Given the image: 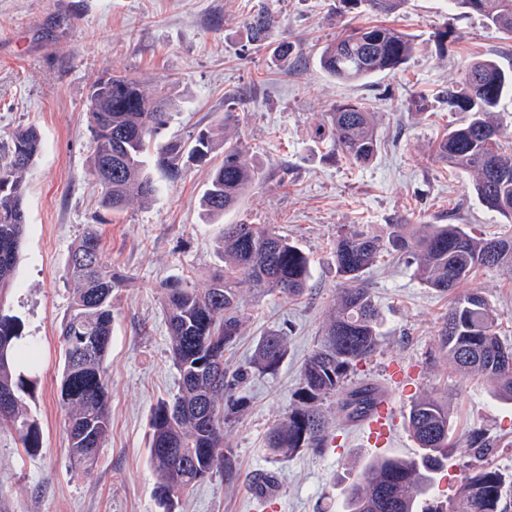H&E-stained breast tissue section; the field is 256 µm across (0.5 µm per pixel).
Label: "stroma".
Listing matches in <instances>:
<instances>
[{
  "mask_svg": "<svg viewBox=\"0 0 512 512\" xmlns=\"http://www.w3.org/2000/svg\"><path fill=\"white\" fill-rule=\"evenodd\" d=\"M259 9L276 18V40L291 47L287 60L250 44L246 22ZM372 24L414 40L409 62L355 83L328 76L322 48L346 26ZM476 58L512 69V37L448 0H402L387 15L348 11L340 0H0V148L20 127L35 126L42 138L26 176L28 224L15 285L0 307L20 318L38 349L27 404L42 446L27 453L0 427V512H162L148 459L149 419L159 400L176 393L179 375L161 288L175 277L207 286L222 264L215 239L224 223L266 224L288 236L310 256L311 279L295 301L245 296L244 334L225 353L227 367L247 363L270 329L285 332L288 350L274 373L249 380L224 407L235 476L199 482L180 495L177 512H251L250 480L259 471L277 478L279 512H343L360 466L382 452L413 453L408 410L428 393L447 401L454 431L432 501L452 497L469 469L488 464L512 474V403L483 379L449 373L438 345L449 296L426 288L413 265L388 252L364 275L381 313L379 346L350 382L391 398L390 442L382 451L371 445L335 396L323 405L332 444L285 458L266 449L270 430L295 403L302 365L342 286L333 258L339 231L353 224L381 237L391 224H459L489 237L507 231L504 218L477 198L471 177L435 158L462 119L444 95ZM111 73L165 94L172 109L153 145L178 140L186 147L178 176L152 165L158 192L151 203L119 211L101 205L90 172L89 90ZM348 101L375 116L379 149L365 165L351 164L331 138L329 114ZM201 135L209 139L202 156L192 151ZM228 142L239 144L260 178L216 221L201 199ZM90 224L121 285L112 292L106 359L112 431L87 475L69 463L59 327L71 296L68 254ZM466 286L497 309L501 336L512 344V273L483 268Z\"/></svg>",
  "mask_w": 512,
  "mask_h": 512,
  "instance_id": "35a3bbf8",
  "label": "stroma"
}]
</instances>
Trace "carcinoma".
<instances>
[{
	"label": "carcinoma",
	"instance_id": "carcinoma-1",
	"mask_svg": "<svg viewBox=\"0 0 512 512\" xmlns=\"http://www.w3.org/2000/svg\"><path fill=\"white\" fill-rule=\"evenodd\" d=\"M379 14L395 11L402 0H359ZM458 9L476 12L487 24L512 35V0H452ZM276 20L259 11L248 23L250 39L272 44ZM416 50L405 33L383 24L344 30L320 56L322 69L341 81H361L406 63ZM512 92V72L488 59L465 66L462 80L446 92L448 111L464 120L448 128L437 160L473 178V190L490 210L512 217V151L501 143L494 114ZM90 98L94 150L91 174L102 189L105 207L120 210L132 200L153 199L158 186L147 160L150 140L168 122L169 99L149 94L126 75L99 79ZM336 148L349 161L364 165L378 150L373 116L358 103H342L330 116ZM32 126L10 135L0 158V303L15 281L18 255L26 233V175L41 152ZM182 145L166 147L163 163L175 175ZM259 179L236 145L224 149L202 196V206L216 219L235 207ZM224 265L209 275L205 288L176 278L165 283L161 305L170 338L173 365L179 373L177 393L160 400L151 415L148 454L157 478L163 512H176L179 494L218 472L233 473L232 449L224 442V402L235 382L274 372L287 353L279 330L260 337L250 364L228 376L224 352L244 329L241 299L277 292L299 297L311 277L309 257L301 248L264 224H226L217 238ZM412 259L427 287L452 295L438 333L441 352L458 375L489 380L496 394L512 401V345L500 336L498 313L485 297L461 288L481 268L512 272V235L479 238L458 224H390L387 239L355 227L336 236V272L343 280L323 326L321 339L301 368L296 403L270 432L268 449L279 456L302 448H322L330 433L323 401L343 394L341 410L353 422L371 402L372 388L349 387L357 366L376 351L381 316L363 274L382 249ZM74 285L70 307L60 324L63 360L59 384L65 411L72 467L90 472L97 450L111 428L108 356L114 314L112 291L120 281L103 257L97 229L89 225L72 246L65 272ZM19 319L0 312V425L15 431L23 448L41 447L37 419L24 395L32 381L18 371L37 361L36 345L21 342ZM407 426L416 450L410 457L371 460L349 487L344 512H508L503 503L506 476L485 465L465 474L455 495L440 508L421 503L448 464L451 418L448 404L427 394L414 401Z\"/></svg>",
	"mask_w": 512,
	"mask_h": 512
}]
</instances>
